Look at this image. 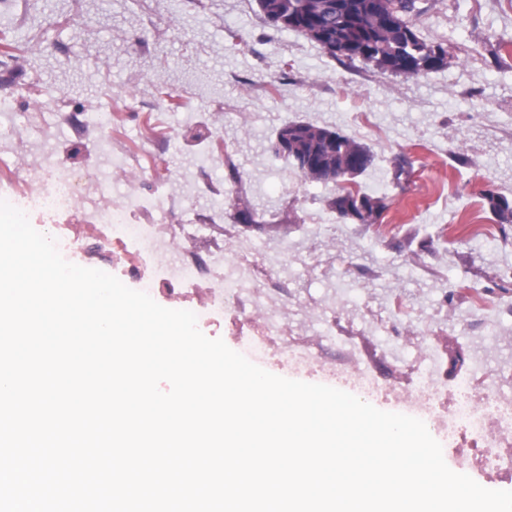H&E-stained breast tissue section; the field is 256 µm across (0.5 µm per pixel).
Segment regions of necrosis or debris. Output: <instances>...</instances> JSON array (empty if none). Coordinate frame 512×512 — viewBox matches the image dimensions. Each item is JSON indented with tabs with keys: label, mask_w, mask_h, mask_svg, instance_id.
<instances>
[{
	"label": "necrosis or debris",
	"mask_w": 512,
	"mask_h": 512,
	"mask_svg": "<svg viewBox=\"0 0 512 512\" xmlns=\"http://www.w3.org/2000/svg\"><path fill=\"white\" fill-rule=\"evenodd\" d=\"M91 173L65 168L55 160L42 165L28 180H0V194L26 214L39 213L69 216L66 224L51 225L49 234L62 249L65 257L78 254L84 240L96 245L111 246L124 273L132 278L144 277L147 269L160 273L161 283L171 290L203 289L207 307L221 310L242 307L243 283L231 274L230 266L201 257L191 248H183L177 259L167 256V233L161 224H138L135 212L142 206L161 211V199L142 203L137 196H129L127 204H108L96 209L85 208V188L92 181ZM276 320L253 324L255 336L265 338L261 350L250 356L263 367L274 365L295 368L315 365L309 354L289 346L287 341L273 340ZM448 383L446 374L433 371L420 377L412 386L395 390L394 395L405 405L426 413L434 427L447 429L449 435L471 436L487 455L480 462L494 471L512 469V453H504V446H512V397L504 394L476 396L463 388L458 392L453 410L440 412L439 400Z\"/></svg>",
	"instance_id": "4bbe7bcc"
}]
</instances>
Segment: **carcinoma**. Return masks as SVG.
I'll return each instance as SVG.
<instances>
[{"label":"carcinoma","mask_w":512,"mask_h":512,"mask_svg":"<svg viewBox=\"0 0 512 512\" xmlns=\"http://www.w3.org/2000/svg\"><path fill=\"white\" fill-rule=\"evenodd\" d=\"M302 20L322 27L336 43L335 55L356 58L354 50L362 49L361 61L382 71L414 76L442 66L444 49L420 39L415 20L424 9L418 0H376L377 8L368 9L369 0H303ZM296 151L315 159L317 168L298 169L314 180H327L328 175L352 176L363 173L371 163L369 152L338 131L308 123H289ZM492 210L504 221L512 220V201L487 194ZM383 208L380 201L363 195L354 203V218L368 221Z\"/></svg>","instance_id":"cac0c4a2"}]
</instances>
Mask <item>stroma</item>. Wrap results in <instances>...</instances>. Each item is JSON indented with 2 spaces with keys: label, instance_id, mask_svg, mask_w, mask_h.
<instances>
[{
  "label": "stroma",
  "instance_id": "1",
  "mask_svg": "<svg viewBox=\"0 0 512 512\" xmlns=\"http://www.w3.org/2000/svg\"><path fill=\"white\" fill-rule=\"evenodd\" d=\"M418 36L442 45L437 70L396 75L331 55L275 27L257 0H13L0 22V178L68 160L77 118L112 116V149L91 159L90 193L121 203L162 192L166 225L199 227L198 251L234 252L253 320L273 317L318 363H362L399 388L433 359L464 355L448 376L478 394H512V0H422ZM292 122L336 129L369 168L316 181L275 157ZM367 192L384 208L340 217L336 197ZM170 309L233 350L253 341L235 310L212 317L203 292L153 287ZM450 469L512 490V471L474 463L471 437L441 438Z\"/></svg>",
  "mask_w": 512,
  "mask_h": 512
}]
</instances>
